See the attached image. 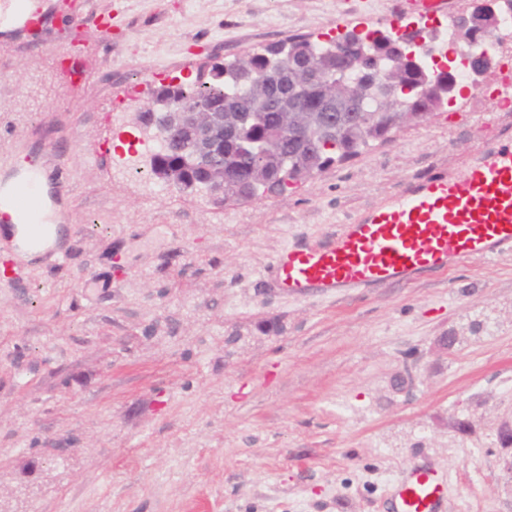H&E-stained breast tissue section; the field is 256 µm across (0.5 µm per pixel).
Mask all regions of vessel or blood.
Here are the masks:
<instances>
[{"instance_id":"vessel-or-blood-1","label":"vessel or blood","mask_w":512,"mask_h":512,"mask_svg":"<svg viewBox=\"0 0 512 512\" xmlns=\"http://www.w3.org/2000/svg\"><path fill=\"white\" fill-rule=\"evenodd\" d=\"M446 0H400L398 13L424 18L445 11ZM39 172L14 193L18 218L39 229L32 205ZM512 250V147L483 155L453 178L436 176L410 185L393 202L343 225L326 240L284 247L266 269L295 296L356 290L445 271L473 257L488 260ZM446 483L415 466L393 489V512H439Z\"/></svg>"}]
</instances>
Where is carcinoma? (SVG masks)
I'll list each match as a JSON object with an SVG mask.
<instances>
[{"instance_id": "carcinoma-1", "label": "carcinoma", "mask_w": 512, "mask_h": 512, "mask_svg": "<svg viewBox=\"0 0 512 512\" xmlns=\"http://www.w3.org/2000/svg\"><path fill=\"white\" fill-rule=\"evenodd\" d=\"M341 38L349 41L352 64L343 72L345 92L365 91L371 80L370 62H375L381 76L397 87V99H379L369 93L364 109L348 112H323L320 122L312 125L311 136L302 141L288 138L281 123L278 95L291 88L293 71L281 72L289 63L310 56L324 70L336 71V40L314 42L306 37L291 38L254 50L232 60H215L201 69L191 85L171 83L154 88L152 96L175 106L210 107L224 105L228 117L239 120L237 131L224 139V150L213 159L230 170L224 183V199L244 196L257 198L269 183L282 193L303 184L335 162L359 154L373 138L389 136L395 112H423L427 115L440 107L445 98L438 93L445 81L438 66L411 67L396 59L392 36L366 32L354 37L347 31ZM188 138L174 139L163 153L162 163L181 160ZM276 142L263 165L251 168L249 154L266 142Z\"/></svg>"}]
</instances>
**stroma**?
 Masks as SVG:
<instances>
[{"mask_svg": "<svg viewBox=\"0 0 512 512\" xmlns=\"http://www.w3.org/2000/svg\"><path fill=\"white\" fill-rule=\"evenodd\" d=\"M34 3L42 29L0 54V164L21 144L29 163L63 158L70 207L63 264L0 277V512H390L414 466L446 481L442 512H512V252L330 298L263 274L286 245L512 145V53L464 89L471 111L444 102L288 192L148 198L97 150L107 101L139 86L127 125L152 70L394 33V0ZM76 29L73 87L53 63Z\"/></svg>", "mask_w": 512, "mask_h": 512, "instance_id": "35a3bbf8", "label": "stroma"}]
</instances>
